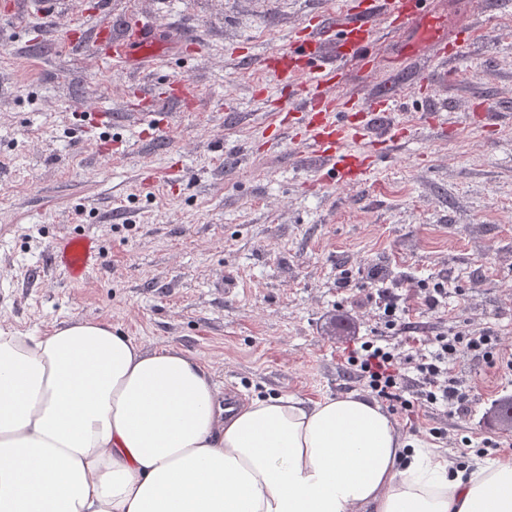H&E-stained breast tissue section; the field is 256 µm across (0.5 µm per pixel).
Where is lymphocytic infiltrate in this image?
Listing matches in <instances>:
<instances>
[{
	"label": "lymphocytic infiltrate",
	"instance_id": "lymphocytic-infiltrate-1",
	"mask_svg": "<svg viewBox=\"0 0 512 512\" xmlns=\"http://www.w3.org/2000/svg\"><path fill=\"white\" fill-rule=\"evenodd\" d=\"M374 298L386 332L406 328L407 310L395 295L375 282ZM385 332V334H386ZM385 334L354 336L345 347L346 363L351 373L363 381L367 390L386 402L392 413L411 417L419 408H443L449 414L467 415L472 403L469 390L451 375L449 365L458 357L481 361L499 373L512 372V352L504 348L500 336L491 329L472 331L462 328L434 336L427 352L407 353L390 343ZM415 372L420 389L407 395V372Z\"/></svg>",
	"mask_w": 512,
	"mask_h": 512
}]
</instances>
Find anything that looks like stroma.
<instances>
[{
  "mask_svg": "<svg viewBox=\"0 0 512 512\" xmlns=\"http://www.w3.org/2000/svg\"><path fill=\"white\" fill-rule=\"evenodd\" d=\"M97 2L69 0L53 20L0 16V325L42 333L103 320L146 349L195 353L244 402L366 396L341 361L347 337L330 330L379 329L367 299L376 276L402 294L417 335L488 327L512 348V0H423L455 38L444 83L431 78L430 47L400 62L415 31L391 32L379 16L376 68L337 58L345 118L378 148L353 185L304 146L267 137L277 118L295 132L307 120L264 61L326 10L366 0H111L113 38L138 15L195 45L134 73L96 51ZM171 80L194 86L191 110L132 114L134 84ZM388 87L402 106L372 128L363 106ZM75 231L102 252L80 284L47 261ZM439 279L448 296L431 309L420 287ZM451 371L471 390L470 415L429 409L418 435L397 422L401 438L453 461L461 437L512 439L489 416L512 397V374L466 358Z\"/></svg>",
  "mask_w": 512,
  "mask_h": 512,
  "instance_id": "35a3bbf8",
  "label": "stroma"
}]
</instances>
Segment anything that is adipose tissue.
<instances>
[{
  "instance_id": "obj_1",
  "label": "adipose tissue",
  "mask_w": 512,
  "mask_h": 512,
  "mask_svg": "<svg viewBox=\"0 0 512 512\" xmlns=\"http://www.w3.org/2000/svg\"><path fill=\"white\" fill-rule=\"evenodd\" d=\"M0 512H512V459L453 469L351 395L225 415L195 355L105 321L4 326Z\"/></svg>"
}]
</instances>
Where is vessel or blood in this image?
Segmentation results:
<instances>
[{"label":"vessel or blood","mask_w":512,"mask_h":512,"mask_svg":"<svg viewBox=\"0 0 512 512\" xmlns=\"http://www.w3.org/2000/svg\"><path fill=\"white\" fill-rule=\"evenodd\" d=\"M420 0H373L369 12L344 14L328 18L323 27L310 32L300 43L286 42L272 53L278 66L273 73L277 81L294 88V96L300 111L305 112L309 124L300 141L315 154L321 166L335 170L337 177L345 181L356 180L371 163L373 153L362 146V135L354 126L345 123L343 103L332 95L331 90L338 76L336 62L326 50V35L340 31L349 47L350 60L370 64L375 56L378 41L373 25L375 13L400 21L402 25H420L429 32V41L447 46L448 41L434 32V21L430 16L420 14ZM151 26H131L125 39L109 43L104 55L105 61L117 70H125L134 56H142L155 66H162L164 58L154 45ZM307 56L311 67L304 73H297L289 64L295 53ZM101 248L95 239L74 233L55 242L50 260L76 282L86 279L99 263Z\"/></svg>","instance_id":"obj_1"}]
</instances>
